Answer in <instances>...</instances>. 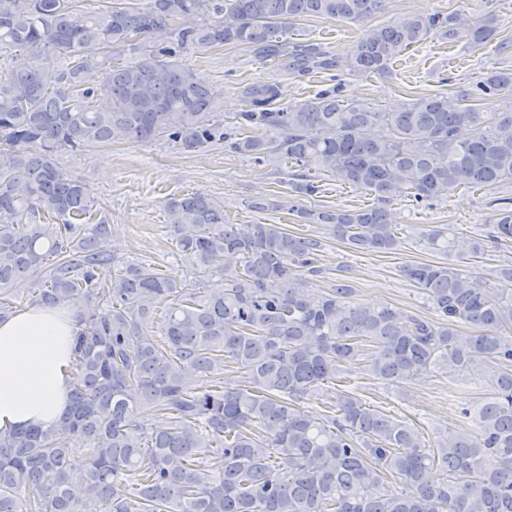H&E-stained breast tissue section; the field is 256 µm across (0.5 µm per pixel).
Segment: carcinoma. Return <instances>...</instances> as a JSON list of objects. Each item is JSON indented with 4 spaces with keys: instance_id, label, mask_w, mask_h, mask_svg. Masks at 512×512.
I'll use <instances>...</instances> for the list:
<instances>
[{
    "instance_id": "cac0c4a2",
    "label": "carcinoma",
    "mask_w": 512,
    "mask_h": 512,
    "mask_svg": "<svg viewBox=\"0 0 512 512\" xmlns=\"http://www.w3.org/2000/svg\"><path fill=\"white\" fill-rule=\"evenodd\" d=\"M76 2L0 0V53H13L0 80V319L26 281L30 305L72 308L80 325L61 421L0 434V512H512V264L497 269L496 288L456 262L404 265L433 318L362 304L343 283L311 301L320 240L229 224L219 201L190 193L165 203L193 267L177 283L151 265L113 268L112 228L80 222L94 202L57 163L119 140L274 157L304 197L327 180L373 196L354 211L294 212L353 250L389 253L401 240L388 207L403 194L422 203L461 186H512V69L483 72L456 102L436 94L396 112L345 101L339 87L273 110L276 86L255 84L248 110L226 123L184 52L232 43L298 76L331 70L338 62L323 47L284 54L280 37L305 17L363 22L389 0H91L99 7L78 23ZM438 31L479 45L497 26L492 15H399L364 29L345 67L384 76ZM55 55L64 66L51 89L40 71ZM481 101L500 106L484 111ZM462 128L473 131L465 141ZM495 203L473 258L512 242V196ZM424 243L457 250L441 228ZM214 275L224 289L205 288ZM461 324L474 334L458 336ZM490 363L496 386L463 410L474 433L443 435L430 453L406 421L354 393L333 391L334 414L322 418L302 407L353 365L398 385L435 370L473 381ZM198 377L212 389L196 387ZM143 414L163 424L147 432ZM72 437L87 445L80 459ZM436 464L445 476L430 483Z\"/></svg>"
}]
</instances>
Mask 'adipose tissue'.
Masks as SVG:
<instances>
[{
	"label": "adipose tissue",
	"instance_id": "obj_1",
	"mask_svg": "<svg viewBox=\"0 0 512 512\" xmlns=\"http://www.w3.org/2000/svg\"><path fill=\"white\" fill-rule=\"evenodd\" d=\"M77 330L69 310L24 308L0 321V431L59 421L70 404Z\"/></svg>",
	"mask_w": 512,
	"mask_h": 512
}]
</instances>
